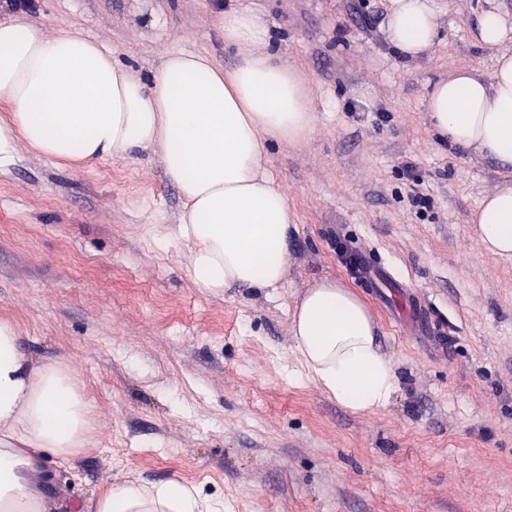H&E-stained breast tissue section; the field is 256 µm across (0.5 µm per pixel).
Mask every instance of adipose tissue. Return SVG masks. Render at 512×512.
<instances>
[{"label": "adipose tissue", "instance_id": "obj_1", "mask_svg": "<svg viewBox=\"0 0 512 512\" xmlns=\"http://www.w3.org/2000/svg\"><path fill=\"white\" fill-rule=\"evenodd\" d=\"M225 45L239 61L227 69L204 52H172L151 80L110 50L70 31L44 34L25 21L0 20V169L20 144L47 159L83 163L155 152L183 200L180 237L190 247L196 287L276 288L288 273L291 219L285 193L263 168L269 143L299 146L315 124L309 84L269 49L270 34L249 9L224 11ZM385 32L403 56L433 46L432 0H388ZM476 38L496 52L490 76L459 69L426 99L431 126L448 144L512 168V25L484 11ZM473 232L492 256H512V187L481 201ZM295 350L309 376L343 407L372 411L396 384L374 323L358 296L330 280L297 301ZM84 397L66 368L33 364L11 322L0 321V512H44L47 478L40 454L68 460L85 443ZM95 512H219L196 488L132 482L100 497Z\"/></svg>", "mask_w": 512, "mask_h": 512}]
</instances>
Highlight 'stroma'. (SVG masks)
Masks as SVG:
<instances>
[{
    "label": "stroma",
    "mask_w": 512,
    "mask_h": 512,
    "mask_svg": "<svg viewBox=\"0 0 512 512\" xmlns=\"http://www.w3.org/2000/svg\"><path fill=\"white\" fill-rule=\"evenodd\" d=\"M356 1L385 21L387 0H34L24 14L148 79L177 51L233 67L218 18L246 6L317 104L307 142L264 160L291 217L277 288L192 284L183 201L153 152L69 165L23 143L0 169V320L32 360L71 369L91 416L78 453L45 458L52 512H94L129 481L191 485L224 512H512V259L487 255L470 224L512 170L440 144L425 110L440 77L491 74L473 34L490 7L512 18V0H435L440 38L412 60L366 30ZM417 181L432 200L420 213ZM353 253L417 294L441 335L405 333ZM323 280L364 301L394 365L373 412L340 406L299 365L292 313Z\"/></svg>",
    "instance_id": "1"
}]
</instances>
